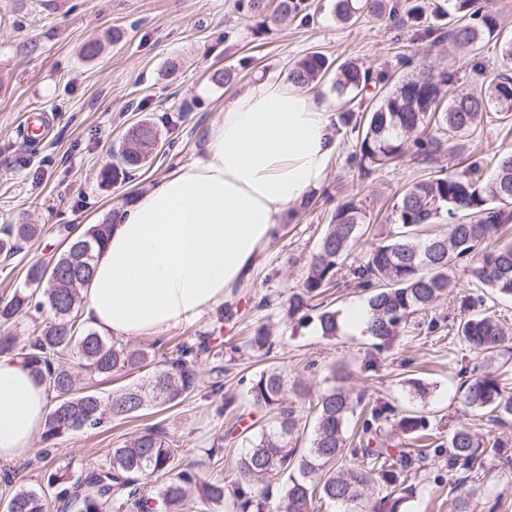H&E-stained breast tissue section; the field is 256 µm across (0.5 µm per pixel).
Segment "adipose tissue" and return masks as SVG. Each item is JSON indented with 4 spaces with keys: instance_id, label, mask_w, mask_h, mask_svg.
<instances>
[{
    "instance_id": "ef3b65f1",
    "label": "adipose tissue",
    "mask_w": 512,
    "mask_h": 512,
    "mask_svg": "<svg viewBox=\"0 0 512 512\" xmlns=\"http://www.w3.org/2000/svg\"><path fill=\"white\" fill-rule=\"evenodd\" d=\"M337 144L326 104L255 80L210 123L201 156L125 208L82 290L83 320L120 338L159 337L233 300L286 212L324 181ZM49 411L47 385L0 357V461L30 455Z\"/></svg>"
}]
</instances>
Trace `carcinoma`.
<instances>
[{
  "mask_svg": "<svg viewBox=\"0 0 512 512\" xmlns=\"http://www.w3.org/2000/svg\"><path fill=\"white\" fill-rule=\"evenodd\" d=\"M453 15L449 26L440 23L424 35L437 42L448 40L472 51L481 43L498 44L503 59L512 60V38L503 34L499 18L476 6V0H448ZM238 11L261 16L267 0H237ZM308 8L306 0H279L274 17L297 16ZM333 15L341 23L360 12L392 17L398 23H416L426 10L423 0H334ZM400 73L382 71L376 77L355 64L332 63L312 52L290 69V83L306 88L330 79L339 100L355 99L373 86L374 104L357 134L352 164L367 177L372 172L397 166L408 154L424 162L464 149L491 112L512 118V71L505 69L481 81L470 91L450 98L445 95L453 75L426 62L403 61ZM139 146L124 145L116 162L103 168L101 183L116 181L149 157V144L158 140L159 126L151 118L138 122ZM120 211L108 222L91 224L74 232L61 230V247L48 260L27 271L24 290L0 299V324L41 312L48 306L50 319L20 343L14 336H0V356L20 359L52 391L54 405L48 414L43 440L51 441L83 428H97L106 420L137 417L149 406H175L197 386L194 369L197 354L212 350L211 342L224 346L220 336H201L199 342L177 346L163 366L148 372L146 380L126 385L105 397L96 385L116 374L131 375L152 365L151 349H131L102 336L80 321L79 287L88 284L95 264ZM448 217V234L421 237L422 226ZM393 230L374 246L357 266H346L350 250L367 223L366 212L350 198L336 205L329 223L311 255L301 288L282 305L289 319L316 322L321 336L336 338L341 331L335 309L315 303L325 288L345 273L355 287L367 292L368 320L364 334L372 346L384 350L407 326L413 315L430 308L448 295L449 272L463 265L472 276L496 294L512 298V243L488 246L497 230L512 223V151L497 156L490 171L471 163L458 173L437 170L407 183L392 206ZM38 233L35 224H10L0 230V254L9 259L22 243ZM457 334L487 363L486 370L463 383L466 407L489 414L505 424L512 418V392L495 367L505 340V330L493 314L481 310L460 320ZM246 345L266 356L273 348L270 331L258 326ZM299 398L307 388L288 384L283 371L266 367L248 380V402L270 417V422L245 437L246 448L236 461L238 480L232 491L220 480H206L189 468L173 466L178 448L167 428L149 427L112 449L109 463L71 474L48 473L37 489H20L9 500L12 512H46L49 493L65 512H184L190 494L203 504H222L224 512H315L316 502L345 507L349 512H402L412 496L408 484L412 470L430 459L443 462L452 473L468 474L481 457H492L512 468V441L482 439L467 427L454 429L448 447L427 444L416 454L396 456L388 449L372 447L374 436L390 426L409 438L430 436L428 421L412 411L366 393H352L335 384L315 404L309 447L293 446L301 428L297 406L288 393ZM363 413L361 429L349 430L350 420ZM162 473L166 480L157 496L139 492L143 477ZM378 488L371 499L367 491Z\"/></svg>",
  "mask_w": 512,
  "mask_h": 512,
  "instance_id": "cac0c4a2",
  "label": "carcinoma"
}]
</instances>
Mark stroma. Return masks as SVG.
<instances>
[{
	"label": "stroma",
	"mask_w": 512,
	"mask_h": 512,
	"mask_svg": "<svg viewBox=\"0 0 512 512\" xmlns=\"http://www.w3.org/2000/svg\"><path fill=\"white\" fill-rule=\"evenodd\" d=\"M307 2L308 18L280 22L238 13L236 0H0V227L37 224L42 229L13 258H0V297L23 286L27 269L56 244L59 226L97 223L106 208H124L128 198L191 163L224 102L244 92L256 77L287 79L291 66L310 52H322L338 65L353 61L374 73L391 70L400 56L412 55L453 72L459 92L507 65L491 42L466 53L366 13L355 23L341 24L331 12L332 0ZM227 28L233 35L225 41L221 35ZM108 33L114 39L99 56H82L85 43ZM222 70L233 71L232 83L212 82V75ZM310 93L329 105L339 135L337 152L325 181L308 191L309 207L282 225L265 262L249 285L237 291L233 316L224 319L214 312L194 325L171 329L163 339L130 340L160 354L216 329L225 341L237 343L238 351L198 358V387L178 406L164 411L152 407L141 416L110 420L48 443L35 435L27 460L0 462V512L14 492L42 482L45 471L103 465L112 448L155 423L167 427L179 445V465L195 466L203 478L223 479L225 488H232L245 441L241 432L234 439L226 437L230 422L219 411L222 395L211 389L218 365L224 369L219 377L223 394L235 396L243 412L241 431L264 422L263 414L248 405L243 380L271 363L285 370L289 380L306 383L313 398L332 386V368L344 367L348 389L421 412L441 443L462 425L482 436L512 437L511 426H498L463 404L459 373L480 364L457 334L465 316L463 297H483L485 307L512 330V299L491 294L467 269L455 270L457 289L427 310V318L437 323L435 332L406 327L381 353L366 336L349 329L326 340L313 324L284 319L278 304L301 287L337 200L359 195L369 220L367 233L350 252L349 262L356 265L387 235L402 187L425 173L424 166L409 160L362 178L349 160L357 131L343 113L349 109L354 116L366 115L368 97L345 105L326 83ZM30 109L54 118L43 141L24 135L22 122ZM146 117L161 122L160 149L125 180L101 185L98 173L112 164L126 130ZM504 149L512 150V121L491 117L468 138L465 155H446L439 165L458 172L471 155ZM265 296L276 300V307L258 308ZM250 324L267 325L274 337L269 360L243 346ZM409 481L414 493L404 512H449L451 499L462 493L469 496L471 512H512V469L486 463L462 483L436 463L411 473Z\"/></svg>",
	"instance_id": "obj_1"
}]
</instances>
